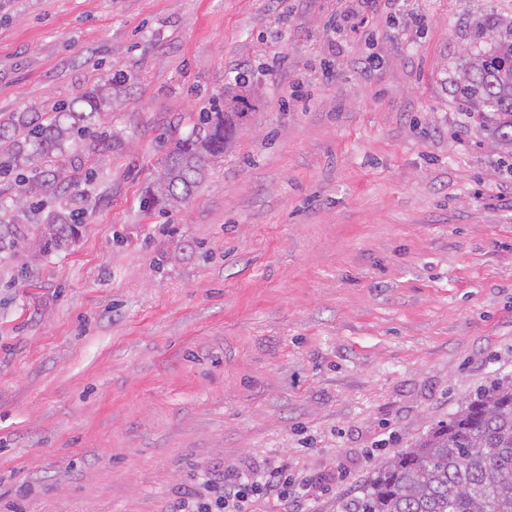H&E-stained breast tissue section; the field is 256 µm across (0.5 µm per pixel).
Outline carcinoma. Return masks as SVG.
<instances>
[{"label": "carcinoma", "mask_w": 512, "mask_h": 512, "mask_svg": "<svg viewBox=\"0 0 512 512\" xmlns=\"http://www.w3.org/2000/svg\"><path fill=\"white\" fill-rule=\"evenodd\" d=\"M475 39L490 50L470 57L453 82V93L468 112L491 121L493 147L512 156V27L492 19L477 23ZM247 79L224 87V108L200 119V127L178 138L164 158L151 193L155 203L174 209L205 177L207 167L233 145L238 120L248 108ZM104 96L84 99L89 113L13 112L0 121V179L19 167L24 144L33 175L15 178L20 198L65 193L74 172L49 158L52 149L89 133V120ZM39 251L48 254L73 242L79 222L65 210H51L33 225ZM23 216L0 211V253L17 254L28 241ZM340 512H512V381L498 379L428 433L384 458L373 468L360 495L340 504Z\"/></svg>", "instance_id": "carcinoma-1"}]
</instances>
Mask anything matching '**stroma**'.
I'll list each match as a JSON object with an SVG mask.
<instances>
[{
	"label": "stroma",
	"instance_id": "stroma-1",
	"mask_svg": "<svg viewBox=\"0 0 512 512\" xmlns=\"http://www.w3.org/2000/svg\"><path fill=\"white\" fill-rule=\"evenodd\" d=\"M488 17L512 0H0V119L112 94L58 154L78 239L0 260V512H339L512 377V157L451 93ZM242 74L232 149L149 204ZM247 497L241 490L236 489L235 485L226 488L223 495L217 497L214 501L199 502L189 509L185 504L181 505L177 512H251L246 506Z\"/></svg>",
	"mask_w": 512,
	"mask_h": 512
}]
</instances>
